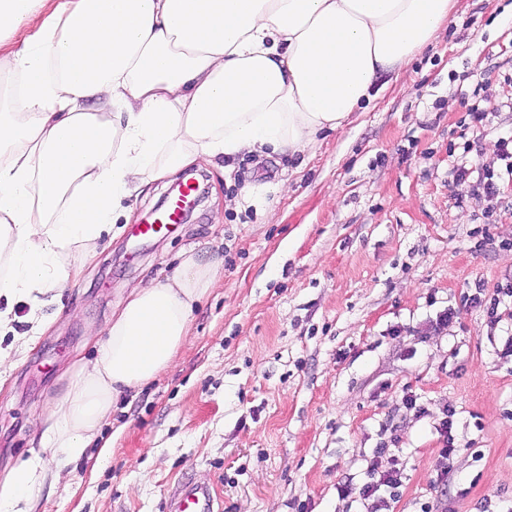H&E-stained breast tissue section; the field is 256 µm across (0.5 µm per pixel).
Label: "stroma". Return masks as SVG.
Segmentation results:
<instances>
[{
    "label": "stroma",
    "mask_w": 512,
    "mask_h": 512,
    "mask_svg": "<svg viewBox=\"0 0 512 512\" xmlns=\"http://www.w3.org/2000/svg\"><path fill=\"white\" fill-rule=\"evenodd\" d=\"M455 14L340 129L300 152L188 167L198 205L139 244L132 225L179 177L152 183L129 200V222L103 233L82 279L16 304L0 337L15 361L0 376V481L37 451L41 419L132 288L171 276L191 250L224 276L196 303L185 345L118 398L65 480L43 479L38 512H166L188 481L215 512L512 507V320L490 322L467 301L512 283V183L493 205L451 176L471 167L464 146L477 136L483 172L501 171L512 0H458ZM473 105L488 111L482 127ZM248 187L255 202L226 210L225 196ZM32 310L51 326L27 344ZM446 418L455 451L444 463ZM374 458L400 469L397 497L342 493Z\"/></svg>",
    "instance_id": "35a3bbf8"
}]
</instances>
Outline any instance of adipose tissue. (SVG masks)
I'll list each match as a JSON object with an SVG mask.
<instances>
[{
    "instance_id": "1",
    "label": "adipose tissue",
    "mask_w": 512,
    "mask_h": 512,
    "mask_svg": "<svg viewBox=\"0 0 512 512\" xmlns=\"http://www.w3.org/2000/svg\"><path fill=\"white\" fill-rule=\"evenodd\" d=\"M455 0H0V298L65 288L124 200L199 162L311 146L380 76L453 18ZM39 25H31L34 15ZM74 262H64L68 252ZM222 277L185 252L136 288L40 423L79 457L124 391L184 346ZM45 461L0 483V512H35Z\"/></svg>"
}]
</instances>
